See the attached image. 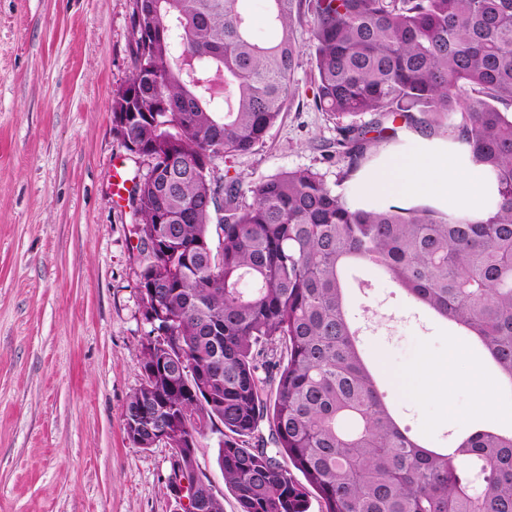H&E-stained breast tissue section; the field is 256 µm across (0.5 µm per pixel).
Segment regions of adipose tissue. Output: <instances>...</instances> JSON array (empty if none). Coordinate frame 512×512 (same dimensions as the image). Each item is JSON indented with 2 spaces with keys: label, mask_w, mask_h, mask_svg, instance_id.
Returning a JSON list of instances; mask_svg holds the SVG:
<instances>
[{
  "label": "adipose tissue",
  "mask_w": 512,
  "mask_h": 512,
  "mask_svg": "<svg viewBox=\"0 0 512 512\" xmlns=\"http://www.w3.org/2000/svg\"><path fill=\"white\" fill-rule=\"evenodd\" d=\"M358 194L367 200L411 202L425 198L453 209L485 216L488 194L473 166L444 151L429 149L394 151L380 167L358 183ZM448 365L419 360L405 373L396 375L398 389L418 401L428 399L430 384L447 380Z\"/></svg>",
  "instance_id": "adipose-tissue-1"
}]
</instances>
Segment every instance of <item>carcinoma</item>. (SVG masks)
I'll return each mask as SVG.
<instances>
[{"instance_id":"carcinoma-1","label":"carcinoma","mask_w":512,"mask_h":512,"mask_svg":"<svg viewBox=\"0 0 512 512\" xmlns=\"http://www.w3.org/2000/svg\"><path fill=\"white\" fill-rule=\"evenodd\" d=\"M265 2L258 39L247 0H133L112 131L152 164L130 193L150 331L127 438L176 449L199 512H224L194 467L217 422L241 512H309L312 493L321 512H512V430L451 453L410 435L345 294L352 266L380 271L512 386V0ZM304 12L336 186L303 168L219 190L209 164L251 152L296 96ZM404 131L453 145L495 189L492 213L369 208L339 190Z\"/></svg>"}]
</instances>
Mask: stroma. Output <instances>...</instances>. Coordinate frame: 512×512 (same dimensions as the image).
Wrapping results in <instances>:
<instances>
[{"label":"stroma","mask_w":512,"mask_h":512,"mask_svg":"<svg viewBox=\"0 0 512 512\" xmlns=\"http://www.w3.org/2000/svg\"><path fill=\"white\" fill-rule=\"evenodd\" d=\"M132 0H0V512H180L166 488L169 449L128 440L124 405L139 386L149 330L130 251L133 215L113 196L119 163L146 173L112 131V97L131 76ZM298 89L251 153L217 162L213 176L243 185L324 160L336 121L314 104V71L300 54ZM348 300L369 326L365 359H383L388 384L421 354L454 361L452 386L427 401L390 392L402 425L443 445L475 427H512V389L486 369L482 392L498 413H476L468 379L481 347L362 268ZM217 437H201L200 471L224 512H238L217 463Z\"/></svg>","instance_id":"obj_1"}]
</instances>
